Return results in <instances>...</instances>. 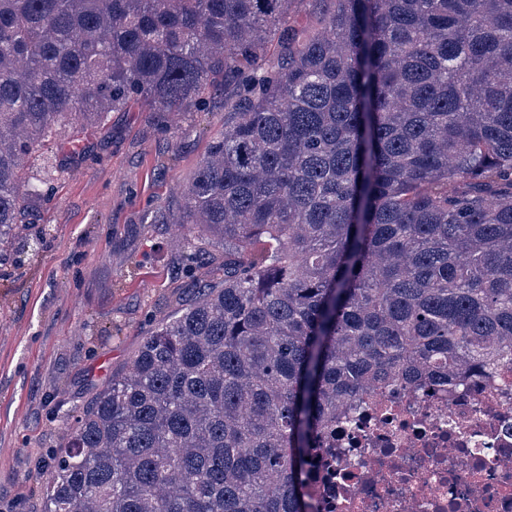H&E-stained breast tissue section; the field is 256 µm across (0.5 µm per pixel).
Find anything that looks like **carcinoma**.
<instances>
[{
	"instance_id": "carcinoma-1",
	"label": "carcinoma",
	"mask_w": 512,
	"mask_h": 512,
	"mask_svg": "<svg viewBox=\"0 0 512 512\" xmlns=\"http://www.w3.org/2000/svg\"><path fill=\"white\" fill-rule=\"evenodd\" d=\"M219 71L182 220L224 284L76 416L43 512H304L317 429L512 347V0H0V244L58 127L190 112Z\"/></svg>"
}]
</instances>
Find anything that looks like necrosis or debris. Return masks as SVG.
<instances>
[{"instance_id":"obj_1","label":"necrosis or debris","mask_w":512,"mask_h":512,"mask_svg":"<svg viewBox=\"0 0 512 512\" xmlns=\"http://www.w3.org/2000/svg\"><path fill=\"white\" fill-rule=\"evenodd\" d=\"M304 480L307 512H512V366L360 397L315 435Z\"/></svg>"}]
</instances>
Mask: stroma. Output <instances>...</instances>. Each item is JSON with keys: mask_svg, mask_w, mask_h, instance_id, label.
Wrapping results in <instances>:
<instances>
[{"mask_svg": "<svg viewBox=\"0 0 512 512\" xmlns=\"http://www.w3.org/2000/svg\"><path fill=\"white\" fill-rule=\"evenodd\" d=\"M224 129V80L199 112L130 109L81 136L74 162L44 143L25 169L46 179L22 236L0 252V512H42L39 485L66 441L65 420L127 371L149 328L224 280V247L202 246L195 279L182 246L188 184Z\"/></svg>", "mask_w": 512, "mask_h": 512, "instance_id": "1", "label": "stroma"}]
</instances>
